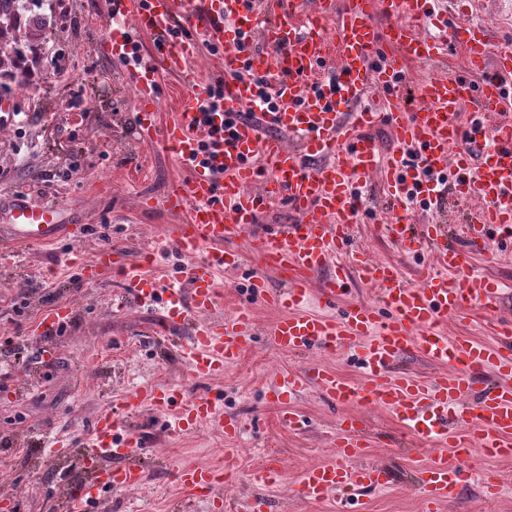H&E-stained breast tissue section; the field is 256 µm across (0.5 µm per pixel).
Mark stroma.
<instances>
[{
  "instance_id": "stroma-1",
  "label": "stroma",
  "mask_w": 512,
  "mask_h": 512,
  "mask_svg": "<svg viewBox=\"0 0 512 512\" xmlns=\"http://www.w3.org/2000/svg\"><path fill=\"white\" fill-rule=\"evenodd\" d=\"M26 2L32 12L47 17L48 36L29 85L0 87V225L14 200L42 193L61 207L63 227L54 242L15 244L0 260V344L12 339L7 356L18 361L12 379L0 384V438L11 445L0 464V492L10 494L19 512H44L46 500H64L67 489L86 478L79 457L96 412L120 408L122 395L135 387L157 385L182 388L189 397H221L225 418L242 421L244 434L228 438L202 427L171 437L165 415L142 412L131 421L142 439V486L107 492L102 507L90 505L85 512H181L176 469L184 463L220 468L228 453L234 456V471L227 491L239 501L267 500L268 512H336L335 498L308 502L295 488L302 468L333 459L336 421L343 412L362 419L369 461L386 464L394 474L388 487L359 495L362 512H425L413 474L430 463V453L412 445L388 411L363 404L343 411L331 405L307 379L312 354L283 353L272 345L266 331L276 310H256L258 330L247 353L225 367L223 378L205 383L192 379L175 353L150 335L158 308L135 302L119 276L107 272L98 282L74 285L81 264L99 249H122L136 260L157 236L186 221V213L164 206L172 183L184 172L158 140L140 136L131 77L104 48L111 30L104 0ZM474 21L493 32L495 46H512V0H482L478 10L456 17L460 26ZM360 192L365 209L355 225L356 246L413 276L428 253L406 250L381 233L378 180ZM224 245L245 253L239 272L217 276L224 305L231 308L261 264L247 254L245 238ZM472 264L479 274L500 281V312L512 318V248L474 256ZM21 296L28 303L18 315L12 306ZM61 303L72 304L76 314L51 339L54 353L45 363L36 358L29 331L42 310ZM291 373L306 378L299 393L284 403L267 394L266 382ZM287 404L306 420L300 431L278 423ZM54 438L65 440L63 454L48 453ZM271 458L285 465L286 480L253 484L251 473ZM461 462L465 484L442 512H512V459L487 455L476 463L465 456ZM484 472L496 475L497 494L481 488L478 477Z\"/></svg>"
}]
</instances>
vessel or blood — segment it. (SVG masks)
I'll return each instance as SVG.
<instances>
[{
    "label": "vessel or blood",
    "mask_w": 512,
    "mask_h": 512,
    "mask_svg": "<svg viewBox=\"0 0 512 512\" xmlns=\"http://www.w3.org/2000/svg\"><path fill=\"white\" fill-rule=\"evenodd\" d=\"M438 5L439 0H344L338 7L333 0H314L303 10L298 0H108L107 12L121 27L109 53L132 76L140 131L160 137L186 173L165 205L189 208L190 218L157 238L141 261L114 259L106 248L82 267L89 282L102 271L118 272L140 304L161 305L162 330L187 333L180 357L196 379L222 376L249 348L258 301L283 312L267 331L279 350L360 347L364 384H352L320 362L310 365L313 380L333 403L362 400L386 408L408 437L434 448L432 462L417 475L428 512L458 498L460 457L467 449L512 458V320L499 314L498 285L471 268L473 256L485 252L492 238L512 241V50H492L486 35L458 28L455 40L470 65L493 62L492 74L478 85L453 71L430 76L419 86L420 105L406 108L398 92L404 65L440 63L448 51L445 40L418 30L422 22L447 27L448 14ZM329 14L336 17L332 35L321 23ZM128 25L153 36L151 53L134 54L124 32ZM204 40L222 50L212 79L223 84L219 109L234 115L233 125L212 133L200 110L206 97L201 90L183 100L172 124L159 126L158 72L194 83L191 62ZM238 41L247 43L246 52L235 50ZM261 78L274 111L237 119V112L257 100ZM373 91L384 93V111L364 107ZM381 121L397 146L389 156L370 132ZM377 174L396 218L386 232L396 243L415 244L435 257L433 266L419 270L417 283L398 266L353 246L360 210L354 189ZM412 199L444 204L448 211L415 226L406 213ZM279 201L296 213V221L256 230L258 216ZM60 213L55 204L17 201L0 234L12 242H49ZM245 233L284 287L272 290L265 275H254L248 302L227 315L216 275L241 268V254L224 242ZM172 252L188 260L177 282L149 278L146 266ZM324 269L330 272L320 291L326 305H335L356 279L378 288V302L355 301L338 314L308 312L311 276ZM474 311L483 312L491 343L442 333L449 316ZM72 317L65 303L45 309L34 332L44 335ZM412 350L435 364L438 374L421 379L395 373L399 357ZM487 368L497 380L478 387ZM122 406L129 414L147 408L167 413L177 432L200 423L228 436L241 431L239 421L225 419L223 404L207 395L186 398L150 385L124 395ZM360 425L347 415L340 419L335 460L301 472L300 497L319 501L332 494L339 512H350L352 494L391 483L389 467L366 461ZM140 444L112 409H101L81 460L87 480L76 493L78 503L140 484L143 472L133 459ZM450 445L456 456L444 454ZM175 478L189 499L205 495L219 501L222 512H236L216 469L183 465Z\"/></svg>",
    "instance_id": "1"
}]
</instances>
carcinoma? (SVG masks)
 Masks as SVG:
<instances>
[{"mask_svg":"<svg viewBox=\"0 0 512 512\" xmlns=\"http://www.w3.org/2000/svg\"><path fill=\"white\" fill-rule=\"evenodd\" d=\"M46 29L43 17L26 15L25 0H0V86L27 84V54L37 55Z\"/></svg>","mask_w":512,"mask_h":512,"instance_id":"carcinoma-1","label":"carcinoma"}]
</instances>
